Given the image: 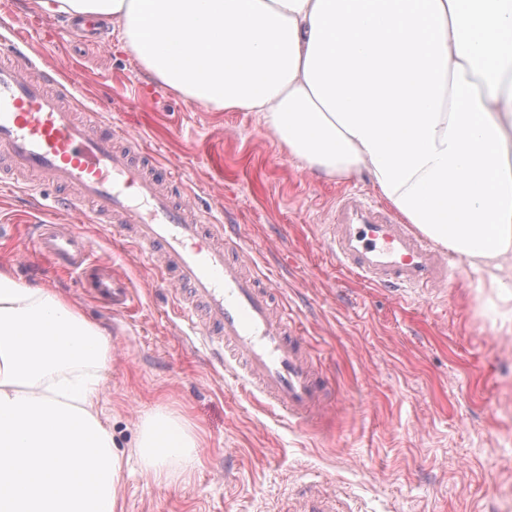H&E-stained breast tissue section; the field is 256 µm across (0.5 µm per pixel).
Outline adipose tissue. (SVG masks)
Returning a JSON list of instances; mask_svg holds the SVG:
<instances>
[{
  "label": "adipose tissue",
  "mask_w": 512,
  "mask_h": 512,
  "mask_svg": "<svg viewBox=\"0 0 512 512\" xmlns=\"http://www.w3.org/2000/svg\"><path fill=\"white\" fill-rule=\"evenodd\" d=\"M118 24L162 86L258 113L328 177L367 172L435 244L497 288L512 325V0H38ZM110 341L64 295L0 271V512H119L126 465L96 408ZM156 480L191 474L183 416L146 413Z\"/></svg>",
  "instance_id": "obj_1"
}]
</instances>
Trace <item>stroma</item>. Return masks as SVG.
Wrapping results in <instances>:
<instances>
[{
    "instance_id": "obj_1",
    "label": "stroma",
    "mask_w": 512,
    "mask_h": 512,
    "mask_svg": "<svg viewBox=\"0 0 512 512\" xmlns=\"http://www.w3.org/2000/svg\"><path fill=\"white\" fill-rule=\"evenodd\" d=\"M66 18L37 0H0V43L24 28L37 69H61L104 122L176 168L191 201L234 225L245 257L286 304L329 382L322 426L301 429L243 393L198 340L182 335L161 282L102 224L51 208L54 189L0 192V269L64 294L106 330L112 359L98 408L129 458L122 512H294L318 491L355 512H512V333L494 324L496 291L478 274L414 300L333 264L318 233L336 195L385 199L368 174L328 178L292 158L253 112H215L158 84L126 53L118 26L70 46ZM68 224L127 278L125 313L37 256L33 221ZM187 418L201 443L194 472L168 483L140 467L145 412Z\"/></svg>"
}]
</instances>
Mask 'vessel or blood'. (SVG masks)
Returning <instances> with one entry per match:
<instances>
[{"label":"vessel or blood","instance_id":"1","mask_svg":"<svg viewBox=\"0 0 512 512\" xmlns=\"http://www.w3.org/2000/svg\"><path fill=\"white\" fill-rule=\"evenodd\" d=\"M32 67L24 53L0 56V183L23 174L62 187L61 210L110 225L175 285L185 335L210 345L244 389L298 423L313 421L325 393L314 354L243 260L233 229L196 208L172 173L156 174L135 138L83 111L59 71L34 77ZM322 237L343 269L372 286L418 297L448 283L446 256L358 192L339 195ZM32 248L71 275L91 257L80 234L56 224L38 225ZM93 287L120 310L134 306L125 279L105 273Z\"/></svg>","mask_w":512,"mask_h":512}]
</instances>
